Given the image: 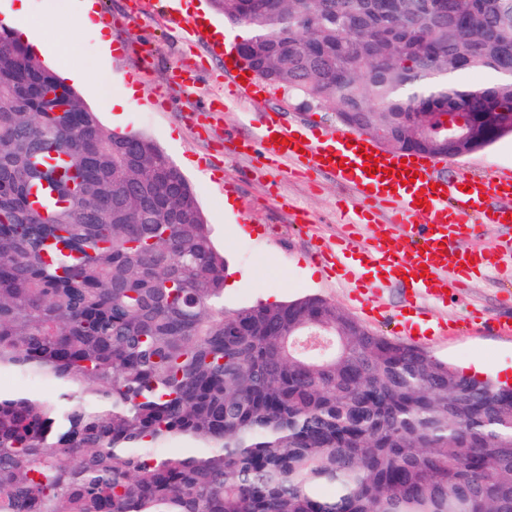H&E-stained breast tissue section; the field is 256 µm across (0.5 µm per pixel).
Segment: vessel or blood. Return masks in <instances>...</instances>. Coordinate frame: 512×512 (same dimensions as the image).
Wrapping results in <instances>:
<instances>
[{
	"label": "vessel or blood",
	"instance_id": "b4317fda",
	"mask_svg": "<svg viewBox=\"0 0 512 512\" xmlns=\"http://www.w3.org/2000/svg\"><path fill=\"white\" fill-rule=\"evenodd\" d=\"M173 17L186 34L207 38L213 51L223 54V33L211 30L201 14L187 9L174 12ZM234 149L259 151L263 159L291 163L297 171L335 176L355 194L357 224L370 223L373 207L386 209L389 225L368 248L357 250L350 237L343 236L335 245H317L315 256L353 277L359 288L407 283L397 326L414 345L428 342L417 332L424 317L420 297L446 301L448 292L461 287L471 274L504 269L505 256H512V208L492 203L496 197H512V173L482 180L460 172L446 179L435 173L431 163L402 160L400 155L377 149L361 134L341 128L309 132L285 125L275 112L263 116L256 139L238 141ZM374 162L380 170L368 174ZM403 168L416 173V180L402 183L396 172ZM479 222L498 225L500 243L490 249L461 248L449 253L448 243L460 235H473Z\"/></svg>",
	"mask_w": 512,
	"mask_h": 512
}]
</instances>
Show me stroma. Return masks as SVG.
Segmentation results:
<instances>
[{
	"label": "stroma",
	"instance_id": "1",
	"mask_svg": "<svg viewBox=\"0 0 512 512\" xmlns=\"http://www.w3.org/2000/svg\"><path fill=\"white\" fill-rule=\"evenodd\" d=\"M103 19L112 26V39L123 53L105 55L95 31L69 26L62 56H44L58 75L84 71L77 90L84 102L98 109L101 100L118 92L122 82L136 80L137 104L125 112H100L101 122L117 131H135L155 141L181 168L196 191L211 227L212 239L230 267V286L224 308L232 311L257 303L294 300L309 294L334 303L343 313L370 330L390 335L384 320L369 318L347 278L324 272L314 257V242L332 244L346 234L349 189L327 174L289 175L255 154H238L227 143L250 136L263 114L278 112L293 123L316 131L336 129L327 109L306 107L284 88L267 87L259 100H225L230 81L224 61L207 43L185 41L176 26L158 17L150 0H97ZM189 72L192 87L172 80L174 68ZM224 101L223 112L211 118V132L185 123L187 112L206 111ZM441 168L459 167L470 174L491 177L512 169V136L459 159H444ZM233 212L224 209L225 198ZM309 223H296L297 211ZM427 323H449L447 335L426 348L432 358L472 372L485 362L512 380V335L492 330L495 322L512 321V280L489 269L468 278L460 293L447 301L421 303Z\"/></svg>",
	"mask_w": 512,
	"mask_h": 512
}]
</instances>
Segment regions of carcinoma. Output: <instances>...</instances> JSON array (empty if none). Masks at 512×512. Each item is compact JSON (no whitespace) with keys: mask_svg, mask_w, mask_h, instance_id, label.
<instances>
[{"mask_svg":"<svg viewBox=\"0 0 512 512\" xmlns=\"http://www.w3.org/2000/svg\"><path fill=\"white\" fill-rule=\"evenodd\" d=\"M453 2L212 0L256 79L403 152L466 118L448 151L476 153L512 114V0ZM228 271L164 151L0 25V373L57 389L0 392V512H512V387L319 296L227 312ZM308 321L339 347H294Z\"/></svg>","mask_w":512,"mask_h":512,"instance_id":"cac0c4a2","label":"carcinoma"}]
</instances>
